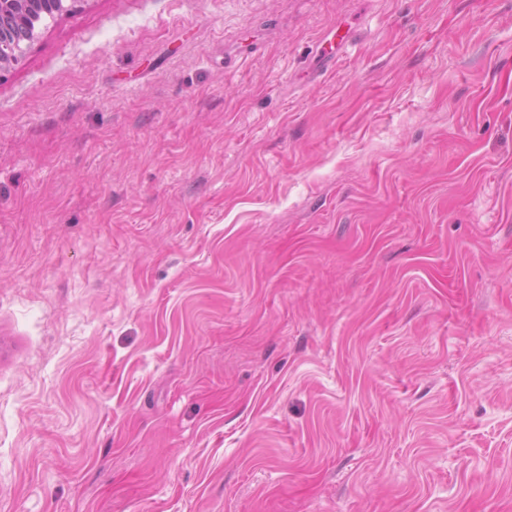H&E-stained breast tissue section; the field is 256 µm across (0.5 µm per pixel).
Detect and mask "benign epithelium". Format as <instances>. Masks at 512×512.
I'll use <instances>...</instances> for the list:
<instances>
[{"instance_id":"benign-epithelium-1","label":"benign epithelium","mask_w":512,"mask_h":512,"mask_svg":"<svg viewBox=\"0 0 512 512\" xmlns=\"http://www.w3.org/2000/svg\"><path fill=\"white\" fill-rule=\"evenodd\" d=\"M63 9V0H0V66L16 62L23 53L24 43L35 37V29H20L15 20L50 15Z\"/></svg>"}]
</instances>
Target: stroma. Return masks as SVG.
Here are the masks:
<instances>
[{
    "mask_svg": "<svg viewBox=\"0 0 512 512\" xmlns=\"http://www.w3.org/2000/svg\"><path fill=\"white\" fill-rule=\"evenodd\" d=\"M64 5L0 67V512H512V0Z\"/></svg>",
    "mask_w": 512,
    "mask_h": 512,
    "instance_id": "obj_1",
    "label": "stroma"
}]
</instances>
